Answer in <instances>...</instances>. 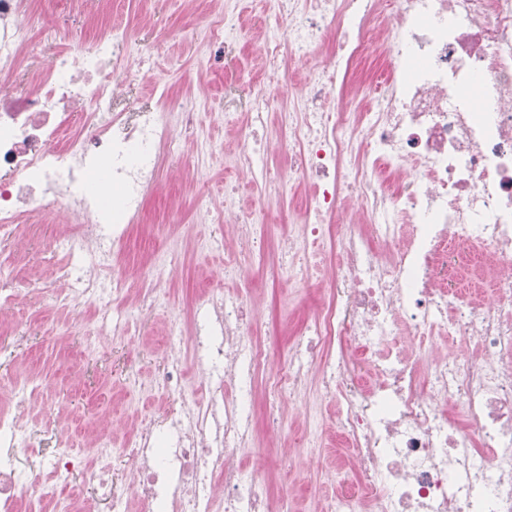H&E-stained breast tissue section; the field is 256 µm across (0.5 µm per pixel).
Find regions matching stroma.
<instances>
[{"mask_svg":"<svg viewBox=\"0 0 512 512\" xmlns=\"http://www.w3.org/2000/svg\"><path fill=\"white\" fill-rule=\"evenodd\" d=\"M225 0H60L43 17L57 35L56 47L93 34L109 23L126 26L145 53L138 76L117 101L127 112L155 108L159 93L179 101L200 100L197 130L216 142V152H201L194 132L183 134L175 157L166 160L157 182L145 197L139 223L131 225L117 247L110 276L118 282L139 279L157 282L165 303L142 317L128 335L97 330L95 317L53 302L67 295L69 285L59 269L64 253L51 251L50 242L72 232L63 204L50 207L41 223L14 226L0 250L24 254L15 281L18 295L0 308V411L11 405L10 381L35 376L41 381L31 400L28 434L44 454L64 443L94 452L111 440V476L116 486L127 485L135 462L127 443L137 427L180 414L181 401H162L150 387L168 355L169 334H191L202 290L237 291L225 281L227 258H239L242 231L233 218L211 221L224 199V187L236 183L232 152L246 134V113L265 73L259 46L270 13V0H239L244 26L239 43L226 47L222 58L198 54L197 34L203 23L223 15ZM243 205L264 209L272 226L267 262L252 272L257 297L260 335L277 354L276 369L287 371L289 342L327 293V283L288 284L278 270V251L304 198L300 189L280 192L240 188ZM320 425L321 440L305 448L299 463L288 460L283 445L304 428ZM248 464L261 468L275 496L289 495L296 512H328L337 488L327 481L334 471L351 466L350 451L336 432V403L310 383L296 401L285 404L281 430L258 424ZM80 492L90 512H108L82 474L69 486L45 483L40 492L45 512H55L67 489Z\"/></svg>","mask_w":512,"mask_h":512,"instance_id":"35a3bbf8","label":"stroma"}]
</instances>
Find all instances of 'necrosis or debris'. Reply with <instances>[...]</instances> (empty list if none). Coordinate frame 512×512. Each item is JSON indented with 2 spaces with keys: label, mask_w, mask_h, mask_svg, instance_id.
Returning <instances> with one entry per match:
<instances>
[{
  "label": "necrosis or debris",
  "mask_w": 512,
  "mask_h": 512,
  "mask_svg": "<svg viewBox=\"0 0 512 512\" xmlns=\"http://www.w3.org/2000/svg\"><path fill=\"white\" fill-rule=\"evenodd\" d=\"M272 9L264 88L235 157L240 180L267 184L251 136L274 132L289 180L313 189L282 252L289 280L319 277L330 293L304 323L291 369L268 376L274 353L246 295L201 296L212 332L192 346L209 396H185L182 343L170 342L155 384L184 410L135 432L128 496L113 490L106 459L33 447L21 412L35 389L13 383L19 412H0V512H43L40 474L64 483L77 470L112 512H128L133 496L155 512H268L266 486L245 478L242 459L255 423L241 381L261 373L276 402L313 376L335 397L353 464L333 512H512V0H272ZM34 22L29 0H0V70L14 75L0 87V232L66 203L76 230L60 246L83 264L60 273L74 277L79 306L106 314L114 247L200 104H180L178 130L164 104L116 110L142 53L131 33L112 26L48 55ZM320 47L300 95L279 106L270 87ZM25 53L49 62L20 69ZM372 55L361 95L332 108L330 92ZM101 158L122 189L110 200L89 189ZM347 206L357 222L335 223ZM224 212L241 225L251 266H263L266 214L242 208L232 185ZM451 336L461 350L437 355Z\"/></svg>",
  "instance_id": "1"
}]
</instances>
